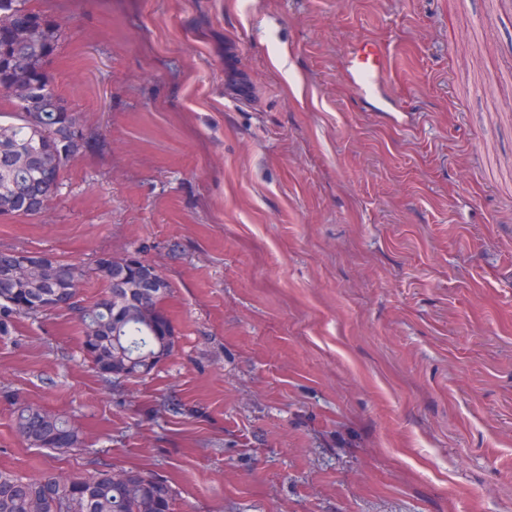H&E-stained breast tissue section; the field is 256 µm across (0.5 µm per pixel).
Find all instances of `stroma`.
<instances>
[{"label": "stroma", "mask_w": 512, "mask_h": 512, "mask_svg": "<svg viewBox=\"0 0 512 512\" xmlns=\"http://www.w3.org/2000/svg\"><path fill=\"white\" fill-rule=\"evenodd\" d=\"M30 4L89 144L0 249L79 263L86 304L136 254L178 343L109 379L73 312L17 318L0 470L158 474L174 512H512V0ZM19 400L77 447H29ZM359 52V65L351 74L355 84L364 88L379 87L386 74L382 60L383 52L373 47H364ZM15 427L19 435L32 448H47L39 444L41 436L48 431H57L66 434L70 441L66 446L60 444L52 448L61 450L76 444L79 439V431L72 422L64 415L54 413L41 407L31 405L28 407L18 406L14 411Z\"/></svg>", "instance_id": "stroma-1"}]
</instances>
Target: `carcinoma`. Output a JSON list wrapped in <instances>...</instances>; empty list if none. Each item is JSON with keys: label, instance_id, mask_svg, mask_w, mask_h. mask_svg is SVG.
<instances>
[{"label": "carcinoma", "instance_id": "carcinoma-1", "mask_svg": "<svg viewBox=\"0 0 512 512\" xmlns=\"http://www.w3.org/2000/svg\"><path fill=\"white\" fill-rule=\"evenodd\" d=\"M30 0H0V89L13 85H28L36 91L54 92L52 75L42 76L39 68L43 57L52 56L63 38L62 26L40 11L29 7ZM28 22L36 37L27 46L16 44L8 33L9 25ZM26 54L28 63L17 66L14 60ZM16 121L0 123V131L8 133L0 138V191L14 197L11 205L4 206L0 215L23 214L22 200L40 192L47 176L60 182L71 158H58L51 171L42 167V158L53 149L52 134L60 124L81 122L77 112L53 110L27 115L14 106ZM86 271L76 263L60 260L47 279L33 280L28 287L14 294L11 289L0 288V335L13 333L15 319L37 310L22 306L29 296L52 294L56 285L69 284L79 292ZM106 283L105 295L89 306L93 317L86 315L84 307H77L80 322L81 345L101 375L112 373V277L99 275ZM168 288L147 294L144 305L151 311L164 312ZM119 347L128 357H148L156 352L158 337L152 323L145 317L132 315L121 323ZM15 427L31 448L40 447L41 436L57 431L69 437L68 446L78 442L79 431L64 415L41 407L19 406L14 411ZM133 478L115 482L112 471L99 470L90 475L68 477H41L30 479L0 470V512H172L174 489L169 480L137 470Z\"/></svg>", "mask_w": 512, "mask_h": 512}]
</instances>
